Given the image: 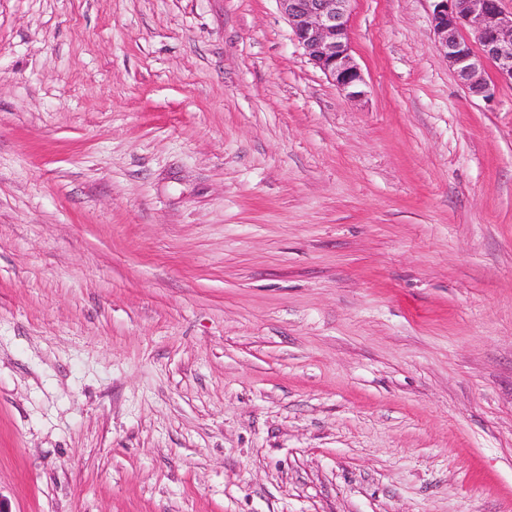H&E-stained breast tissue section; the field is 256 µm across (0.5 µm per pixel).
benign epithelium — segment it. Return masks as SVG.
Instances as JSON below:
<instances>
[{
	"label": "benign epithelium",
	"instance_id": "obj_1",
	"mask_svg": "<svg viewBox=\"0 0 512 512\" xmlns=\"http://www.w3.org/2000/svg\"><path fill=\"white\" fill-rule=\"evenodd\" d=\"M305 55L350 97L364 95L363 76L350 54L349 0H277ZM433 32L438 50L466 90L485 99L493 95L485 64L500 80L512 83V14L500 0H433ZM472 27L474 39L461 34ZM478 43L480 51L472 48Z\"/></svg>",
	"mask_w": 512,
	"mask_h": 512
}]
</instances>
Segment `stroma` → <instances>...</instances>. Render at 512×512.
Masks as SVG:
<instances>
[{"instance_id":"stroma-1","label":"stroma","mask_w":512,"mask_h":512,"mask_svg":"<svg viewBox=\"0 0 512 512\" xmlns=\"http://www.w3.org/2000/svg\"><path fill=\"white\" fill-rule=\"evenodd\" d=\"M349 11L0 0V512H512V85ZM305 55L350 97L364 95L363 76L350 54L349 0H277Z\"/></svg>"}]
</instances>
